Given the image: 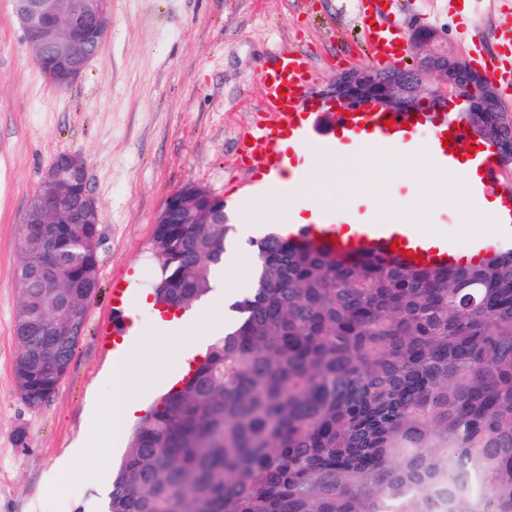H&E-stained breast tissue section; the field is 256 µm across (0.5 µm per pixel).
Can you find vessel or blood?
<instances>
[{"instance_id":"vessel-or-blood-1","label":"vessel or blood","mask_w":512,"mask_h":512,"mask_svg":"<svg viewBox=\"0 0 512 512\" xmlns=\"http://www.w3.org/2000/svg\"><path fill=\"white\" fill-rule=\"evenodd\" d=\"M498 24L499 55L486 62L484 72L492 82L507 85L512 83V71L507 68L508 61L512 60V12L500 13ZM359 26L380 65L390 66L404 58L406 46L396 19V0H360ZM310 78L305 59L290 51L281 53L275 67L261 75L265 118L252 130L249 141L263 154L266 169L280 170V144L287 139L324 152L340 147L384 152L397 145L411 144L413 135L426 129L430 132L426 140L429 158L437 168L452 167L459 159V150L469 142L464 123L454 122L447 113L426 110L397 112L390 117L385 112L369 108L359 109L351 115L339 112L330 131H319L314 119L316 104L304 92ZM471 161L480 170L471 194L494 200L500 225L498 238L512 244V183L501 179V165L492 146L473 152ZM304 180L303 172L292 171L287 180L268 182L265 189L292 201L302 191ZM292 236L340 254L363 250L380 254L393 252L403 259L411 253L422 256L427 265H453L459 259L454 247L433 246L424 236L403 224L367 223L349 235L325 215L319 223L295 225ZM112 299L117 311L112 322L113 355L120 358L132 342L131 327L124 315L127 290L113 287Z\"/></svg>"}]
</instances>
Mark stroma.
I'll return each mask as SVG.
<instances>
[{"instance_id": "1", "label": "stroma", "mask_w": 512, "mask_h": 512, "mask_svg": "<svg viewBox=\"0 0 512 512\" xmlns=\"http://www.w3.org/2000/svg\"><path fill=\"white\" fill-rule=\"evenodd\" d=\"M407 2L403 30L416 22L436 28L473 66L495 54V17L512 9V0ZM283 51L306 60L312 96L344 69L376 64L362 43L358 0H110L98 57L63 91L32 61L12 0H0V512H100L132 428L100 412L112 399V284L151 296L154 222L170 194L198 185L223 197L238 229L228 275L235 292L250 288L255 254L238 201L259 179L262 159L245 144L264 118L259 75ZM62 152L84 158L100 212L99 286L65 377L34 410L12 377L19 229L46 168ZM416 206L429 227L460 245L481 225L476 216L463 220L450 202L421 197ZM182 331L201 344L143 341L157 377L152 386L129 383L141 391L143 407L217 335L195 310ZM93 424L112 433L110 447L90 449L60 475V463Z\"/></svg>"}]
</instances>
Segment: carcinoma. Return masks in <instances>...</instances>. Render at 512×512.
Masks as SVG:
<instances>
[{
	"label": "carcinoma",
	"mask_w": 512,
	"mask_h": 512,
	"mask_svg": "<svg viewBox=\"0 0 512 512\" xmlns=\"http://www.w3.org/2000/svg\"><path fill=\"white\" fill-rule=\"evenodd\" d=\"M497 131L498 113L474 127ZM97 229L61 224L62 278L19 297L17 391L57 390L78 339L58 293L96 282ZM232 224H162L154 302L212 291ZM253 282L129 436L104 512H512V250L421 267L269 231Z\"/></svg>",
	"instance_id": "1"
}]
</instances>
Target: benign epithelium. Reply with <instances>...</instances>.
Masks as SVG:
<instances>
[{
  "instance_id": "1",
  "label": "benign epithelium",
  "mask_w": 512,
  "mask_h": 512,
  "mask_svg": "<svg viewBox=\"0 0 512 512\" xmlns=\"http://www.w3.org/2000/svg\"><path fill=\"white\" fill-rule=\"evenodd\" d=\"M15 16L24 33L29 52L44 64L47 78L58 85L75 82L95 55L87 51L90 43L103 44L106 30L102 20L107 15L108 0H71L62 10L59 0H15ZM408 40L415 61L410 68L351 67L340 73L321 95L344 108L372 106L392 112L421 109L447 111L465 102L469 112H500L504 124L512 129V115L502 108L495 84L472 68L461 56L448 51V40L436 29L415 24ZM203 194L208 205L224 210V198L196 185L185 186L164 202L155 224H218L216 215L192 214L185 199ZM79 197L81 206L70 214L71 224H98L100 215L87 190L83 158L74 153L59 154L46 169L40 188L25 214L27 245L36 248V266L53 275L58 256L51 238L57 231L59 214ZM95 290L82 291L70 315V332L80 335L83 303L94 297Z\"/></svg>"
}]
</instances>
